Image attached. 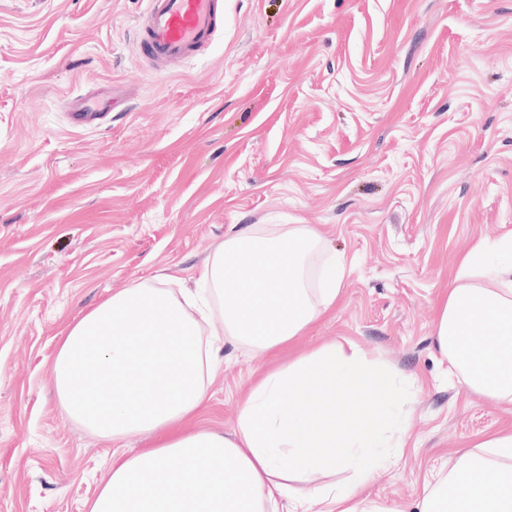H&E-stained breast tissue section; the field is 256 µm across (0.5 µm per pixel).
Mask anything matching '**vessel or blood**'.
Masks as SVG:
<instances>
[{
	"label": "vessel or blood",
	"instance_id": "b4317fda",
	"mask_svg": "<svg viewBox=\"0 0 512 512\" xmlns=\"http://www.w3.org/2000/svg\"><path fill=\"white\" fill-rule=\"evenodd\" d=\"M137 40L145 62L165 73L203 55L224 26L222 0H146Z\"/></svg>",
	"mask_w": 512,
	"mask_h": 512
}]
</instances>
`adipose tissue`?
Segmentation results:
<instances>
[{"label":"adipose tissue","mask_w":512,"mask_h":512,"mask_svg":"<svg viewBox=\"0 0 512 512\" xmlns=\"http://www.w3.org/2000/svg\"><path fill=\"white\" fill-rule=\"evenodd\" d=\"M320 241L302 224L247 226L207 261L201 288L136 283L68 327L52 361L63 410L115 442L154 438L113 459L89 512H388L366 485L371 466L400 462L407 426L394 408L411 398L391 365L356 344L330 342L262 373L231 430L193 425L220 346L273 351L335 307L345 265H315ZM434 343L470 390L512 405V236L461 260ZM339 469L351 473L344 484L312 485ZM418 512H512V429L450 455Z\"/></svg>","instance_id":"ef3b65f1"}]
</instances>
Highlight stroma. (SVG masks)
<instances>
[{
  "instance_id": "1",
  "label": "stroma",
  "mask_w": 512,
  "mask_h": 512,
  "mask_svg": "<svg viewBox=\"0 0 512 512\" xmlns=\"http://www.w3.org/2000/svg\"><path fill=\"white\" fill-rule=\"evenodd\" d=\"M208 58L159 75L145 0H0V512H88L116 451L57 404L61 332L159 270L193 284L232 228L305 224L347 274L292 347L218 369L198 426L259 373L355 342L417 401L369 491L410 512L449 451L512 427L434 345L478 242L512 235V0H223ZM124 95L73 127L67 104Z\"/></svg>"
}]
</instances>
